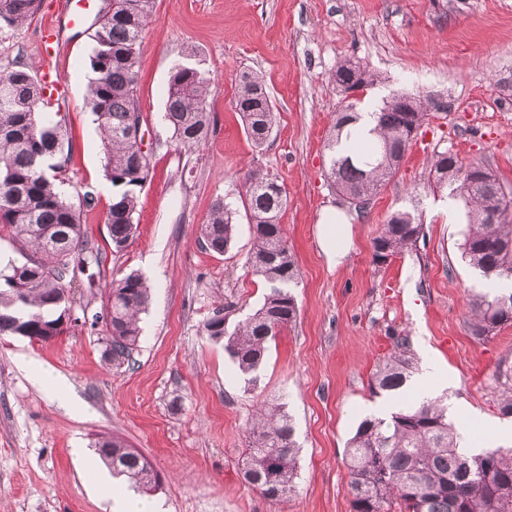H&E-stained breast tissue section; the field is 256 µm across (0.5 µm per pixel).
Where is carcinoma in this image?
I'll list each match as a JSON object with an SVG mask.
<instances>
[{
  "instance_id": "obj_1",
  "label": "carcinoma",
  "mask_w": 512,
  "mask_h": 512,
  "mask_svg": "<svg viewBox=\"0 0 512 512\" xmlns=\"http://www.w3.org/2000/svg\"><path fill=\"white\" fill-rule=\"evenodd\" d=\"M42 0H0L8 26L36 17ZM154 0H112V15L97 18L89 59L94 77L86 106L103 135L104 172L113 193L106 215L115 251L124 250L136 231L134 213L141 188L150 176L149 154L141 151L132 130L142 124L138 97L140 36L153 17ZM333 79L340 91L357 84L372 86L376 75L359 61L337 64ZM236 111L253 146L263 148L277 122L262 76L252 70L236 79ZM208 78L197 67L179 64L171 72L163 119L170 140L184 150L206 143L210 128ZM374 127L358 125V111L336 113L327 179L346 198L372 199L397 172L412 141L429 116V101L408 95L404 102L382 100L371 113ZM72 150L64 118L48 111L44 87L23 62L0 70V232L28 251L13 265L0 287V336H40L71 311V284L90 262H99L95 243L80 224L81 207L94 205L90 194L72 203L62 186ZM431 187L461 197L468 223L461 243L462 259L487 280L512 283V192L504 194L498 176L482 162H462L438 152L430 164ZM502 203L498 217L489 204ZM241 201L255 226L249 264L266 285L260 307L232 332L224 328V309L204 323L244 375L258 370L267 344L297 318L291 291L299 276L288 248L281 217L287 194L277 180L249 173ZM234 211L216 199L200 225L206 247L222 254L233 241ZM424 227L409 212H397L373 242V259L387 258L417 246ZM107 325L112 336L108 356L130 357L140 336L139 314L148 306L149 288L137 273L108 284ZM470 329L479 339L512 323V289L476 293L469 303ZM393 352L373 375V393H385L396 408L385 417L366 415L348 442V491L352 512H512V448H488L467 454L458 446L457 429L442 398L422 402L405 395L413 362L406 336H394ZM249 448L242 459L244 481L275 502L294 491L298 444L283 407L264 405L249 426ZM108 465L134 488L150 493L158 475L141 454L114 437L96 442Z\"/></svg>"
}]
</instances>
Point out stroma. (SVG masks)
Instances as JSON below:
<instances>
[{
    "mask_svg": "<svg viewBox=\"0 0 512 512\" xmlns=\"http://www.w3.org/2000/svg\"><path fill=\"white\" fill-rule=\"evenodd\" d=\"M56 2L43 0L29 24L0 25V68H40L43 32L57 26L62 56L45 96L73 136L66 192L73 200L94 192L96 205L80 221L102 251L89 267L94 282L73 284V313H102L106 283L132 271L151 297L129 363L108 360L102 321L46 343L0 336V512H111L85 476L103 436L123 439L153 465L161 486L152 497L163 512H352L347 442L382 401L370 376L398 334L416 367L430 359L439 366L461 443L512 448L511 436L480 430L503 419L495 376L512 368V324L484 341L472 336L469 295L490 283L461 258L462 198L432 192L428 181L432 155L449 150L483 162L512 189V95L496 85L512 74V0H155L139 71L152 172L138 194L134 238L120 252L108 244L113 188L85 105L96 17L70 22ZM345 59L379 74L368 101L409 93L433 103L416 145L361 215L326 178L325 143L344 99L333 74ZM185 61L210 77L213 126L192 152L171 143L163 121L169 77ZM245 69L264 77L277 112L260 150L235 109ZM252 169L287 192L281 222L300 269L299 314L246 376L202 325L220 307L234 329L262 302L265 285L246 264L252 230L237 213L235 239L219 255L203 246L199 226L216 197L238 202ZM397 211L418 215L424 236L376 263L372 242ZM30 357L67 379L82 414L33 383L21 364ZM265 402L284 406L299 445L296 490L280 504L240 476L249 420Z\"/></svg>",
    "mask_w": 512,
    "mask_h": 512,
    "instance_id": "1",
    "label": "stroma"
}]
</instances>
